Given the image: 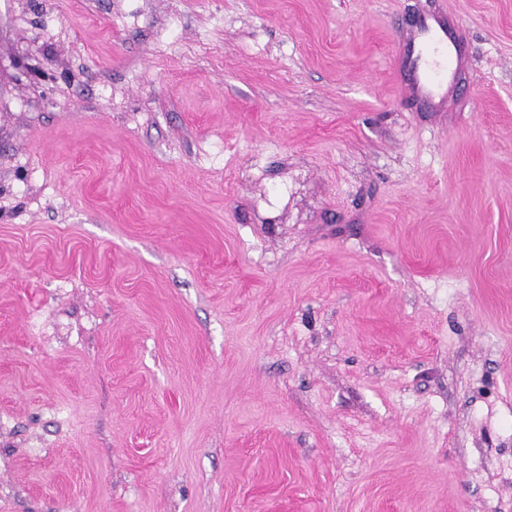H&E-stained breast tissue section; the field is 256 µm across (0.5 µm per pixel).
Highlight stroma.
<instances>
[{"label": "stroma", "instance_id": "1", "mask_svg": "<svg viewBox=\"0 0 512 512\" xmlns=\"http://www.w3.org/2000/svg\"><path fill=\"white\" fill-rule=\"evenodd\" d=\"M0 512H512V0H0ZM460 45L452 27L437 17H419L398 62L407 74L405 92L440 112L452 85Z\"/></svg>", "mask_w": 512, "mask_h": 512}]
</instances>
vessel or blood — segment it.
Instances as JSON below:
<instances>
[{"label":"vessel or blood","mask_w":512,"mask_h":512,"mask_svg":"<svg viewBox=\"0 0 512 512\" xmlns=\"http://www.w3.org/2000/svg\"><path fill=\"white\" fill-rule=\"evenodd\" d=\"M460 45L452 27L436 17H420L398 62L407 74L405 92L410 97L442 107L452 85Z\"/></svg>","instance_id":"b4317fda"}]
</instances>
